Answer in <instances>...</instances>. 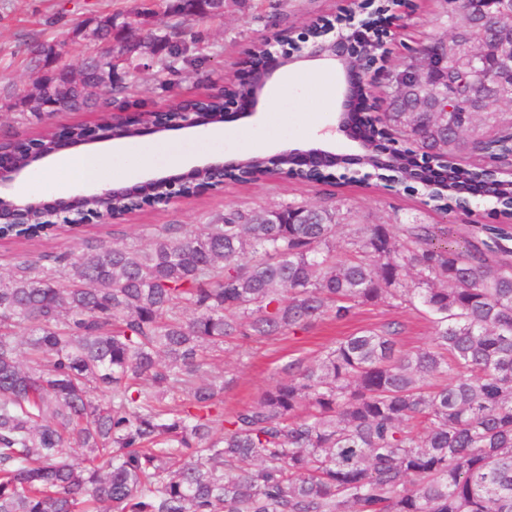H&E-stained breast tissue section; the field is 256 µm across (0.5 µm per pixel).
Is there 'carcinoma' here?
Wrapping results in <instances>:
<instances>
[{
	"label": "carcinoma",
	"instance_id": "obj_1",
	"mask_svg": "<svg viewBox=\"0 0 512 512\" xmlns=\"http://www.w3.org/2000/svg\"><path fill=\"white\" fill-rule=\"evenodd\" d=\"M439 2L447 32L414 51L448 67L399 85L383 112L415 148L365 128V167L384 181L411 173L405 189L440 213L486 185L499 222L359 224L341 205L288 204L227 211L148 245L89 246L66 273L20 262L0 277V512H512V186L491 172L512 156V0ZM225 4L173 0L168 13L216 18ZM89 24L124 64L100 53L76 76L36 77L56 112L124 93L132 70L174 75L185 61L178 26L140 32L112 14ZM54 48L29 45L35 69ZM54 147L41 135L22 165ZM445 158L461 165L441 191ZM264 170L246 156L224 177L255 182ZM354 171L307 166L294 180ZM166 192L125 186L83 207L121 215ZM51 226L48 209L32 208L4 236ZM365 305L420 307L431 342L404 352L394 324L361 329L224 412L214 354L349 321Z\"/></svg>",
	"mask_w": 512,
	"mask_h": 512
}]
</instances>
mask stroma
Returning <instances> with one entry per match:
<instances>
[{"label":"stroma","instance_id":"stroma-1","mask_svg":"<svg viewBox=\"0 0 512 512\" xmlns=\"http://www.w3.org/2000/svg\"><path fill=\"white\" fill-rule=\"evenodd\" d=\"M415 15H401L400 31L390 41V62L403 63L407 45L427 41L443 26L438 18V0H414ZM141 0H0V140L29 139L43 126L59 129L75 124H94L110 112H153L167 108L173 98L186 99L223 85L225 79L246 77L248 60L254 47L283 29L303 32L320 19L334 18L345 0H244L221 18L190 19L184 22L167 14L168 0H156L159 29L181 25L187 37L203 35L206 50L202 59L184 64L177 79L156 69L140 76L139 91L126 98L110 101L100 98L95 108L85 112H58L47 124L23 119L19 109H5L9 99L31 88L36 76L29 63L27 46L39 40L55 44L58 66L78 69L93 50L92 42L72 39L78 24L101 14H128ZM321 66L300 62L277 71L270 101L261 102L257 111L235 121L223 137L211 136L206 128L170 130L163 136L146 135L121 141L119 148L110 142L99 147L110 153V171L126 164L128 155H150V168L139 170L136 181L171 173L170 153H178L198 165L227 157L248 154L272 156L284 150L320 147L339 154H353L357 145L348 133L338 131V116L322 100ZM336 202L356 211L365 224H427L447 222L456 226L475 220L489 223L491 201L483 197L472 203V216L457 213L442 216L426 205L421 195L403 186H383L382 182L349 183L338 186L302 184L279 177L255 184H227L206 189L189 198L156 204L126 215L119 220H93L76 228L65 226L33 239H0V275L8 274L23 259L43 256L74 258L85 242L123 244L149 243L169 225L195 227L211 222L229 209L281 206L289 203L321 204ZM387 322L403 328L401 346L415 350L426 346L432 337L428 316L416 309H389L364 306L348 322L325 320L289 335L285 339L264 340L251 344L246 353L226 349L213 363L216 373L228 382L224 407L231 410L257 399L283 375L289 360L298 356L315 359L329 343L366 327Z\"/></svg>","mask_w":512,"mask_h":512}]
</instances>
